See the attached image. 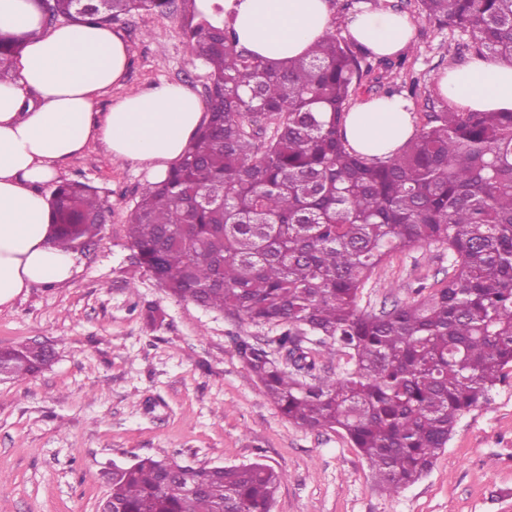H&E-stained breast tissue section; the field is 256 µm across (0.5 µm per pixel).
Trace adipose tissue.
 Instances as JSON below:
<instances>
[{
    "label": "adipose tissue",
    "mask_w": 512,
    "mask_h": 512,
    "mask_svg": "<svg viewBox=\"0 0 512 512\" xmlns=\"http://www.w3.org/2000/svg\"><path fill=\"white\" fill-rule=\"evenodd\" d=\"M224 18L240 44L271 62L303 55L333 22L328 0H224ZM346 33L390 56L412 42L414 26L377 8L353 15ZM0 34L20 39L10 74L0 81L1 307L32 286L74 274L73 252L55 243L42 193L61 164L99 142L117 159L166 172L198 129L203 107L189 88L160 85L123 95L96 120L99 98L122 85L129 65L119 34L73 22L43 29L34 0H0ZM437 87L462 112L512 111V66L497 60L448 67ZM412 133L407 103L396 96L362 100L346 120L350 146L370 157L396 153Z\"/></svg>",
    "instance_id": "obj_1"
}]
</instances>
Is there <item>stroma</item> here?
Segmentation results:
<instances>
[{"label": "stroma", "mask_w": 512, "mask_h": 512, "mask_svg": "<svg viewBox=\"0 0 512 512\" xmlns=\"http://www.w3.org/2000/svg\"><path fill=\"white\" fill-rule=\"evenodd\" d=\"M375 7L407 16L403 50L420 99L448 103L437 78L474 55L467 38L418 16L417 0H331L336 17ZM186 12L139 11L112 22L125 39L122 86L102 96L108 112L125 92L162 84L205 96L209 69L189 50ZM61 178L94 187L111 212L99 237L76 248L77 273L36 285L0 308V347L49 341L56 360L43 373L0 380V512H97L103 468L135 457L176 458L198 467L263 462L285 480L272 512H512V383L457 421L429 472L395 495L379 490L366 460L339 430L288 422L238 356L232 338L266 339L268 328L237 323L178 301L133 262L129 214L156 180L149 164L115 159L93 144L61 166ZM438 245L394 253L362 291L371 312L411 301L448 276ZM164 320L147 324V306Z\"/></svg>", "instance_id": "stroma-1"}]
</instances>
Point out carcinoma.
Wrapping results in <instances>:
<instances>
[{"label": "carcinoma", "mask_w": 512, "mask_h": 512, "mask_svg": "<svg viewBox=\"0 0 512 512\" xmlns=\"http://www.w3.org/2000/svg\"><path fill=\"white\" fill-rule=\"evenodd\" d=\"M196 0H36L59 19L110 25L172 14ZM419 16L466 33L480 57L512 64V0H418ZM192 55L210 70L207 119L180 161L140 197L128 233L135 262L168 295L276 328L239 341L247 369L280 414L310 431L342 430L388 494L416 483L446 448L458 417L512 380V112H426L397 153L350 147V101L388 85L405 61L382 59L336 30L283 64L239 45L224 8H193ZM18 38L0 36V81ZM276 121L273 135L255 129ZM58 244L98 236L105 206L92 187L60 182ZM448 248L451 274L380 313L359 300L375 269L407 247ZM299 352L288 369L270 351ZM340 352L347 368L321 373ZM53 351L0 348L7 377L46 370ZM110 512H271L282 476L260 462L188 472L144 457L102 475Z\"/></svg>", "instance_id": "1"}]
</instances>
